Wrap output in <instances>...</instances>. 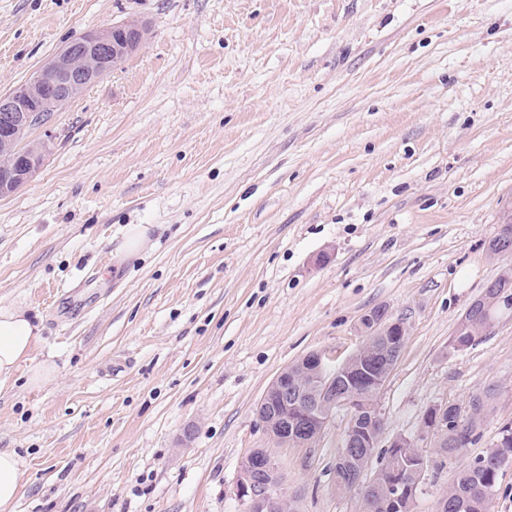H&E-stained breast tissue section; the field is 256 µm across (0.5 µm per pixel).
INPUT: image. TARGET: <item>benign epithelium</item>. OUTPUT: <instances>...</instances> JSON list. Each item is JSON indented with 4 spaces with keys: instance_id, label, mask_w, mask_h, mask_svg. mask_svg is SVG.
I'll return each instance as SVG.
<instances>
[{
    "instance_id": "7a95c632",
    "label": "benign epithelium",
    "mask_w": 512,
    "mask_h": 512,
    "mask_svg": "<svg viewBox=\"0 0 512 512\" xmlns=\"http://www.w3.org/2000/svg\"><path fill=\"white\" fill-rule=\"evenodd\" d=\"M147 33L145 24L129 19L109 28L88 30L71 37L57 51L52 59L33 73L23 84L7 94L0 95V197H7L25 185L41 168L48 146L28 145V135L40 126L42 113L46 107L55 112L73 99L85 88L100 81L114 71L124 59L140 49L143 36ZM408 328L399 318H392L387 308L376 307L365 314L359 324V333L364 340L356 354H367L372 341L380 340L385 346L384 368L393 370L406 341ZM305 364V372L315 382L312 391H302L288 386L291 367L282 369L270 382L256 406L257 418L264 425L267 436L275 443L293 447L312 449L321 436L327 420L321 417L320 409L330 407L346 409L351 414L345 432V444L379 447L383 430L373 435H358V421L366 416L372 422L383 420L377 397L384 383L377 388L365 390L356 387H338L349 361L336 367V372L326 370L329 355L324 350H316L300 359ZM297 407L304 420L299 431L288 429V416L279 413L282 406ZM432 436L448 437V404L435 405L426 411V423L418 435L425 441ZM390 447L395 455L403 454V449H411V455L420 461L415 483L426 480L432 467V460L415 442L406 437H395ZM281 473L276 460L266 448H256L250 454L249 463L240 469L236 480V492L247 504V512H271L276 505L280 512H294L292 501L277 496Z\"/></svg>"
}]
</instances>
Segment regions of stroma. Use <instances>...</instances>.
<instances>
[{
    "instance_id": "1",
    "label": "stroma",
    "mask_w": 512,
    "mask_h": 512,
    "mask_svg": "<svg viewBox=\"0 0 512 512\" xmlns=\"http://www.w3.org/2000/svg\"><path fill=\"white\" fill-rule=\"evenodd\" d=\"M128 19L145 45L31 131L45 162L0 199V303L58 368L0 384L14 512H246L256 448L297 512H358L333 483L348 412L309 450L272 444L255 407L308 352L356 351L378 306L408 327L382 445L498 389L460 458L423 444L415 512H437L512 426V314L448 348L512 265L487 251L512 208V0H0V94ZM132 224L150 242L127 257ZM497 394H498L497 388L489 387L480 393L470 396V398L468 400L469 405H471V407H473L476 410L483 409V411H484L482 418L479 419L477 421V423L475 424V428L473 431L474 440H477L480 437L479 429H480L485 417L487 416V414L489 412L492 400L496 397Z\"/></svg>"
}]
</instances>
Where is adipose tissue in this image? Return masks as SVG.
<instances>
[{"instance_id": "obj_1", "label": "adipose tissue", "mask_w": 512, "mask_h": 512, "mask_svg": "<svg viewBox=\"0 0 512 512\" xmlns=\"http://www.w3.org/2000/svg\"><path fill=\"white\" fill-rule=\"evenodd\" d=\"M41 326L28 311L15 304L0 305V383L16 374L27 375L33 385L53 380L57 373L53 361L32 363L31 353Z\"/></svg>"}]
</instances>
